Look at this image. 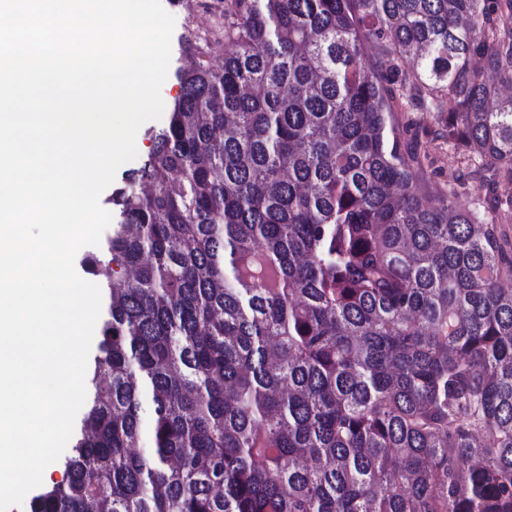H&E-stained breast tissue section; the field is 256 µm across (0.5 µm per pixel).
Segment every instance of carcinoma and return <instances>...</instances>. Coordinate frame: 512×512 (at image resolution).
<instances>
[{
	"instance_id": "carcinoma-1",
	"label": "carcinoma",
	"mask_w": 512,
	"mask_h": 512,
	"mask_svg": "<svg viewBox=\"0 0 512 512\" xmlns=\"http://www.w3.org/2000/svg\"><path fill=\"white\" fill-rule=\"evenodd\" d=\"M82 263L66 479L30 512H512V0H217ZM489 173L424 197L393 102Z\"/></svg>"
}]
</instances>
